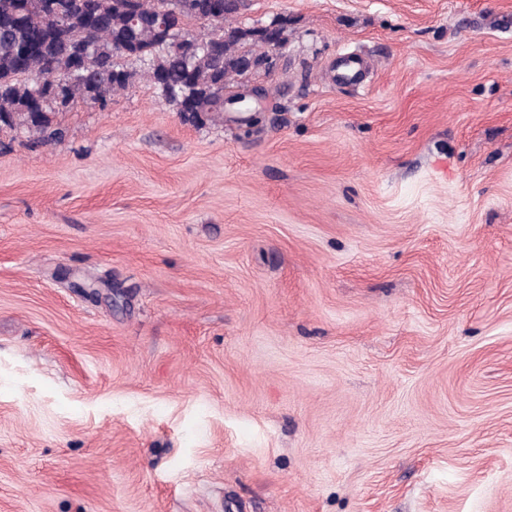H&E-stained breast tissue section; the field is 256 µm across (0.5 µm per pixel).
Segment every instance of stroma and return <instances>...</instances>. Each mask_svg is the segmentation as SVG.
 Masks as SVG:
<instances>
[{
	"label": "stroma",
	"instance_id": "35a3bbf8",
	"mask_svg": "<svg viewBox=\"0 0 512 512\" xmlns=\"http://www.w3.org/2000/svg\"><path fill=\"white\" fill-rule=\"evenodd\" d=\"M280 20L246 107L0 127V512H512V0Z\"/></svg>",
	"mask_w": 512,
	"mask_h": 512
}]
</instances>
